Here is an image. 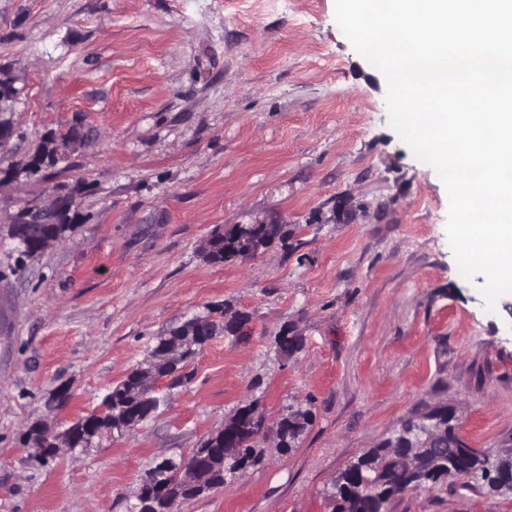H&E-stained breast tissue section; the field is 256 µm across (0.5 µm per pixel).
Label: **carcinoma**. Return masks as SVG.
Listing matches in <instances>:
<instances>
[{
  "mask_svg": "<svg viewBox=\"0 0 512 512\" xmlns=\"http://www.w3.org/2000/svg\"><path fill=\"white\" fill-rule=\"evenodd\" d=\"M79 137L75 129L57 139L49 137L37 148L35 156L49 168L56 166L66 154V149ZM62 207L58 220L54 224H43L35 227L30 224H12L9 236L15 239L20 252L25 253L37 248L38 238H50L62 241L68 233L75 229L70 222L68 213L73 202V192L61 197ZM285 245L288 241V229L285 224H234L220 232L217 231L208 240L206 256L208 262L219 264L235 261L240 257L255 255L271 246L274 242ZM208 317L212 318L214 328L229 330L232 337L245 335L244 325L248 321L245 314L232 311L231 305L223 303L209 307ZM170 337L181 341L180 358L177 362L180 373L173 377L171 387L175 388L188 383L192 373L186 368L196 359L200 351L208 344L210 337L192 335L186 324L169 329L168 335L160 338L154 346L159 349ZM144 373L141 369L132 370L125 379L113 385L103 396L99 405L91 413L73 421L66 433L70 435V446L73 448H89L96 441L95 431L106 421H125L140 424L148 419L154 410L137 392ZM256 402L251 401L241 406L224 423V428L204 440L200 447L192 449V453H224L225 449L233 448L239 455L235 467L228 469L222 475L216 476V482L225 483L235 477V470H244L260 464L263 452L259 450L261 428L252 416ZM414 419L411 416L403 420L389 436L366 450L355 461L351 462L336 477L334 487L339 490V499L335 512H360L358 500L351 488L358 486L360 478L370 480L365 488L367 500L373 503L371 512H382L385 504L398 497L404 488L419 487L423 490H439L446 485L448 469L436 467L430 463H422L416 469H409L403 461V455L413 450L412 439L415 435ZM310 423V413L295 412L282 417L281 430L278 437L277 450L286 453L296 446L300 437ZM42 423L37 422L29 427L24 434V442H29L33 436L43 438L45 447L51 458H56L59 449L54 442L44 437ZM464 469L479 477L487 468L493 466L492 459L485 453L468 448L463 461ZM177 465L163 460L154 463L150 472L159 477V484L166 493L178 495L182 500H191L197 493L185 491L175 481Z\"/></svg>",
  "mask_w": 512,
  "mask_h": 512,
  "instance_id": "obj_1",
  "label": "carcinoma"
}]
</instances>
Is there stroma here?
Wrapping results in <instances>:
<instances>
[{"label":"stroma","instance_id":"stroma-1","mask_svg":"<svg viewBox=\"0 0 512 512\" xmlns=\"http://www.w3.org/2000/svg\"><path fill=\"white\" fill-rule=\"evenodd\" d=\"M4 76L18 135L0 168L18 176L0 189V512H127L154 458L189 455L252 400L312 422L180 512H334L338 473L435 401L472 447L512 440V294L487 311L484 276L460 273L446 187L390 126L386 79L334 0H0ZM74 126L62 174L28 176ZM61 183L74 231L17 266L11 216ZM259 223L287 225V244L204 259L214 231ZM224 302L249 336L211 340L149 421L47 465L23 443ZM283 330L297 350L277 348ZM388 512H512V497L458 478Z\"/></svg>","mask_w":512,"mask_h":512}]
</instances>
